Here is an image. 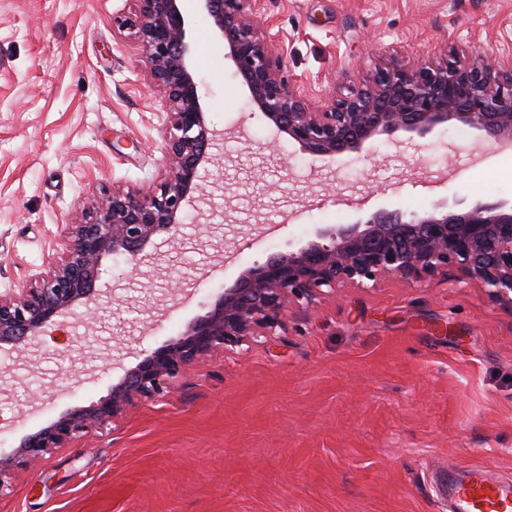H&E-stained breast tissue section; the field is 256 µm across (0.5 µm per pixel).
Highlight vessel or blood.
Instances as JSON below:
<instances>
[{
	"label": "vessel or blood",
	"mask_w": 512,
	"mask_h": 512,
	"mask_svg": "<svg viewBox=\"0 0 512 512\" xmlns=\"http://www.w3.org/2000/svg\"><path fill=\"white\" fill-rule=\"evenodd\" d=\"M448 512H512V479L473 467L460 477L444 476Z\"/></svg>",
	"instance_id": "vessel-or-blood-1"
}]
</instances>
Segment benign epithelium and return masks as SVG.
I'll use <instances>...</instances> for the list:
<instances>
[{
    "label": "benign epithelium",
    "mask_w": 512,
    "mask_h": 512,
    "mask_svg": "<svg viewBox=\"0 0 512 512\" xmlns=\"http://www.w3.org/2000/svg\"><path fill=\"white\" fill-rule=\"evenodd\" d=\"M135 17L122 20L141 48L145 69L167 109L162 135L164 178L143 191L117 186L112 195L82 209L60 226L58 249L45 268L21 288L0 293V355L22 356L65 323L88 329L104 308L97 288L104 262L132 265L151 258L157 241L177 239L189 207L215 165L211 127L195 68L196 46L183 0H136ZM213 37L248 92L249 103L274 132L270 147L286 139L305 153L334 159L359 154L384 136L423 137L440 125L512 149V60H462L443 53L418 61L383 60L359 84L338 89L320 103L284 75L258 0H197ZM441 202L419 214L378 210L353 224L327 225L295 249L274 253L219 289L204 315L154 349L88 406L72 407L0 451V496L9 475L34 471L56 448L96 433L144 399L170 393L187 368L216 352L273 340L292 300L336 292L346 285H376L391 276L423 279L453 270L477 282L512 309V201L477 200L460 208Z\"/></svg>",
    "instance_id": "obj_1"
}]
</instances>
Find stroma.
Instances as JSON below:
<instances>
[{
    "mask_svg": "<svg viewBox=\"0 0 512 512\" xmlns=\"http://www.w3.org/2000/svg\"><path fill=\"white\" fill-rule=\"evenodd\" d=\"M313 98L359 82L368 48L512 58V0H262ZM132 0H0V291L42 271L58 225L113 186L163 177L165 106L129 30ZM220 183L204 182L159 269L105 262L95 335L73 321L0 358V449L106 396L141 353L245 268L317 227L461 198L512 200V157L439 127L327 162L282 143L187 0ZM187 290L169 301L171 280ZM512 477V311L459 276L389 278L290 306L273 341L189 368L101 432L16 470L0 512H446L439 471Z\"/></svg>",
    "mask_w": 512,
    "mask_h": 512,
    "instance_id": "obj_1",
    "label": "stroma"
}]
</instances>
